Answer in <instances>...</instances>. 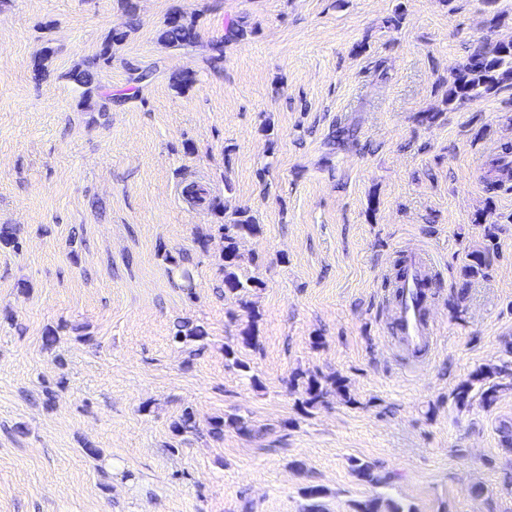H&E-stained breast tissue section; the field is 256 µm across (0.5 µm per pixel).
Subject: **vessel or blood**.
Returning a JSON list of instances; mask_svg holds the SVG:
<instances>
[{
  "label": "vessel or blood",
  "mask_w": 512,
  "mask_h": 512,
  "mask_svg": "<svg viewBox=\"0 0 512 512\" xmlns=\"http://www.w3.org/2000/svg\"><path fill=\"white\" fill-rule=\"evenodd\" d=\"M435 273L430 255L419 252L406 263L404 277L396 280L392 291L382 298L383 306L393 311L399 345L419 358L428 355L435 343L436 329L425 297Z\"/></svg>",
  "instance_id": "vessel-or-blood-1"
}]
</instances>
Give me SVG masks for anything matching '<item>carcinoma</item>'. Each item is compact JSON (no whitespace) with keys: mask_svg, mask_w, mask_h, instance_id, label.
<instances>
[{"mask_svg":"<svg viewBox=\"0 0 512 512\" xmlns=\"http://www.w3.org/2000/svg\"><path fill=\"white\" fill-rule=\"evenodd\" d=\"M125 10L131 21L127 29H112L106 36L99 54L87 61L83 67L75 69L70 78L77 84L85 87L83 96L91 97L95 89V80L101 65L112 60L113 48L123 44L134 29L135 6L131 0H123ZM158 39L169 47L184 48L195 43L197 31L195 20L180 11H174L167 17L163 27L159 30ZM512 81V40L481 39L463 63L455 69L452 80L448 83L446 103L464 104L486 97ZM259 230L253 217L241 211L236 219L229 223L219 225L218 231L224 239V248L221 260L224 269V288L238 300L245 309H250L244 296L250 288H256L261 282L255 279L241 281L236 269L239 267V240L246 235H253ZM11 247L17 251L20 242L17 229L9 224L0 225V247ZM496 227L491 224L483 229V243L480 248L466 255L467 262L462 268V278L468 281L478 276H486L487 270L497 255ZM165 260L179 269L180 288L193 293L194 277L183 260L176 259L167 254ZM208 337L206 329L201 325H193L188 321H181L175 325L173 338L178 343L196 345L202 349ZM290 384L303 390L300 401L305 413L317 409L327 403L329 396L335 394L345 400L350 399L346 380L338 375L321 376L317 374L298 371L294 373ZM512 391V360L500 359L496 362L483 364L476 368L465 380L461 381L452 392V400L457 408L470 406L473 400H479L484 407L494 406L501 394ZM231 425L244 434L252 433L247 421L240 417L224 419L215 417L210 422L209 434L219 438L224 434L225 425ZM173 431L180 435L196 430V419L193 411L186 409L181 416L172 423ZM353 471L357 476L368 480L377 486H386L394 475L383 471L373 464L355 463ZM357 512H404L403 508L393 500L373 498L356 505Z\"/></svg>","mask_w":512,"mask_h":512,"instance_id":"cac0c4a2","label":"carcinoma"}]
</instances>
